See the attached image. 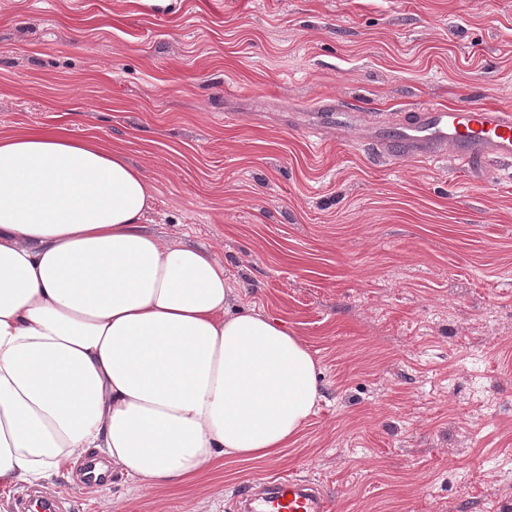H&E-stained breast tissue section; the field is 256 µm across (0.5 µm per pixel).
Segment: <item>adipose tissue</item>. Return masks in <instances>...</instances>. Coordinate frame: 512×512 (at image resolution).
Listing matches in <instances>:
<instances>
[{"label":"adipose tissue","instance_id":"obj_1","mask_svg":"<svg viewBox=\"0 0 512 512\" xmlns=\"http://www.w3.org/2000/svg\"><path fill=\"white\" fill-rule=\"evenodd\" d=\"M144 171L96 138L0 137V487L89 452L143 487L285 448L320 397L280 320L233 308L212 250L145 228Z\"/></svg>","mask_w":512,"mask_h":512}]
</instances>
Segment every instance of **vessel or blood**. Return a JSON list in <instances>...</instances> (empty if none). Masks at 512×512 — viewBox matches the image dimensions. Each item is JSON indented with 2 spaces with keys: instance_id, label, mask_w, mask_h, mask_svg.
I'll return each mask as SVG.
<instances>
[{
  "instance_id": "vessel-or-blood-1",
  "label": "vessel or blood",
  "mask_w": 512,
  "mask_h": 512,
  "mask_svg": "<svg viewBox=\"0 0 512 512\" xmlns=\"http://www.w3.org/2000/svg\"><path fill=\"white\" fill-rule=\"evenodd\" d=\"M383 140L399 155H436L450 149L463 161L512 159V114L475 102L421 111L410 123L385 133ZM236 512H335L336 505L320 485L292 475L242 484L235 497ZM11 512H68L63 498L32 503L17 494Z\"/></svg>"
}]
</instances>
